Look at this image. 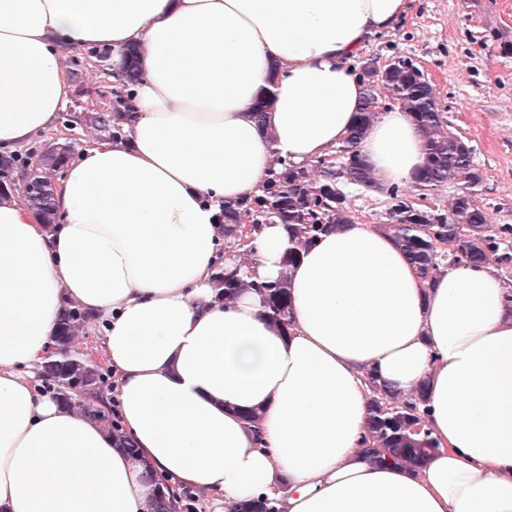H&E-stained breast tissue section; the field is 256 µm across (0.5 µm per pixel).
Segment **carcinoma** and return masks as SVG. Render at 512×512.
<instances>
[{"instance_id": "1", "label": "carcinoma", "mask_w": 512, "mask_h": 512, "mask_svg": "<svg viewBox=\"0 0 512 512\" xmlns=\"http://www.w3.org/2000/svg\"><path fill=\"white\" fill-rule=\"evenodd\" d=\"M138 54L135 47L127 52L124 80L129 85L141 77ZM382 83L392 100L420 128L425 139L424 163L414 177V186L434 190L453 179L461 189L448 199L447 209L437 214L434 222L424 215V210L408 206L400 186L392 185L388 189L391 200L389 222L377 224L375 228L395 240L426 281L444 268L482 264L491 254L497 256L501 267L511 269L512 248L507 245V239L512 235V227L502 225L497 228L490 224L486 211L470 199L468 192L481 181L472 149L461 137L448 131L421 70L412 59L398 57L386 70ZM377 115V96L369 84L356 121L339 147L343 158L341 176L350 184L370 189L378 188V184L374 174L363 163L359 146ZM68 158L67 154L45 151L34 166L22 168L18 156L1 155L0 182L5 188L0 190V200L8 198L6 185L14 183L15 170H20L22 175L30 174L32 186L24 198L40 214L42 223L52 226L57 218L52 174L63 167ZM315 166L320 168V174L313 179L304 168L284 161L266 182L260 196L250 201L224 203V235L240 238L244 222L249 221L256 226L273 219L288 227L291 238L283 264L287 268L295 265L302 252L329 226L346 224L351 220L347 196L336 184V163L319 160ZM439 244H446L452 250L441 253L437 251ZM217 287L224 290V299L227 300L249 284L221 272L217 276ZM256 291L275 319L284 321L288 318L287 279L258 285ZM88 323V316L82 310L64 309L53 351L41 363L40 376L56 386L58 398L64 403L74 404L92 415L123 440V447L128 453L134 454L136 449L123 439L110 411L92 403L101 390L104 377L98 366L83 359L75 349V339L85 334ZM369 385L371 417L365 452L380 461L414 467L421 465L437 448L420 412L424 386H419L415 397L407 399L385 385L374 381ZM235 512H278V509L276 500L265 498L240 503L236 505Z\"/></svg>"}]
</instances>
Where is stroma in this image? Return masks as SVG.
Segmentation results:
<instances>
[{"instance_id":"1","label":"stroma","mask_w":512,"mask_h":512,"mask_svg":"<svg viewBox=\"0 0 512 512\" xmlns=\"http://www.w3.org/2000/svg\"><path fill=\"white\" fill-rule=\"evenodd\" d=\"M101 48L66 56L73 92L65 112L75 116L61 131L74 150L99 134L94 116L111 111L112 81ZM406 56L422 70L449 131L471 147L482 175L476 203L492 224L512 225V0H411L395 28L369 38L355 69H384ZM354 219L387 223L386 190L338 180Z\"/></svg>"}]
</instances>
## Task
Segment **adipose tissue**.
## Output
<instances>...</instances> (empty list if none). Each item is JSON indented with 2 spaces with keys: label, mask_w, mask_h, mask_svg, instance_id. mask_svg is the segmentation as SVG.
Masks as SVG:
<instances>
[{
  "label": "adipose tissue",
  "mask_w": 512,
  "mask_h": 512,
  "mask_svg": "<svg viewBox=\"0 0 512 512\" xmlns=\"http://www.w3.org/2000/svg\"><path fill=\"white\" fill-rule=\"evenodd\" d=\"M409 0H0V151L58 129L65 52L123 53L143 76L111 113L124 143L89 142L46 228L0 202V512H152L183 488L281 512H512V293L496 269L421 280L388 235L350 221L291 270L288 229L245 231L229 260L222 207L260 195L275 161L329 157L366 86L352 69ZM266 101L264 115L255 104ZM379 186L410 182L425 141L401 108L360 147ZM287 279L288 323L215 277ZM101 326L128 455L25 370L68 304ZM426 387L437 450L422 466L368 457V377ZM259 412L249 422L246 412Z\"/></svg>",
  "instance_id": "ef3b65f1"
}]
</instances>
